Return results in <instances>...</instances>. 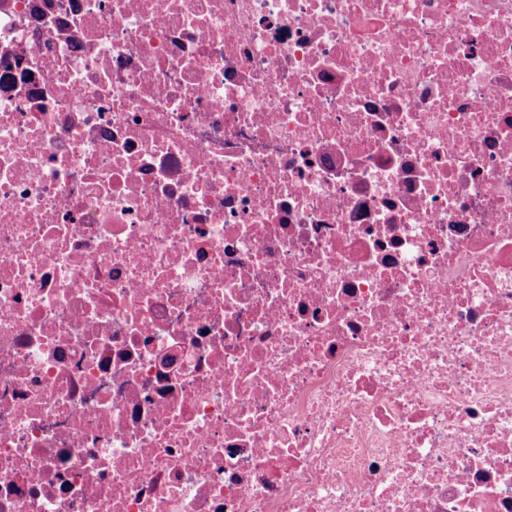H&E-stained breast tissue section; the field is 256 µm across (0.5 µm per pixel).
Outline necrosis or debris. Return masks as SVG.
Listing matches in <instances>:
<instances>
[{
	"label": "necrosis or debris",
	"instance_id": "4bbe7bcc",
	"mask_svg": "<svg viewBox=\"0 0 512 512\" xmlns=\"http://www.w3.org/2000/svg\"><path fill=\"white\" fill-rule=\"evenodd\" d=\"M0 512H512V0H0Z\"/></svg>",
	"mask_w": 512,
	"mask_h": 512
}]
</instances>
